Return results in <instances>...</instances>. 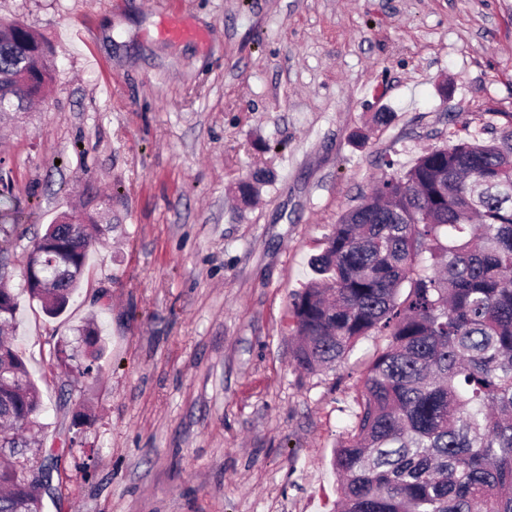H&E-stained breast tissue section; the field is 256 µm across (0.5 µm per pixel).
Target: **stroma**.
<instances>
[{"instance_id": "35a3bbf8", "label": "stroma", "mask_w": 512, "mask_h": 512, "mask_svg": "<svg viewBox=\"0 0 512 512\" xmlns=\"http://www.w3.org/2000/svg\"><path fill=\"white\" fill-rule=\"evenodd\" d=\"M0 20L56 50L43 97L0 114V272L43 404L25 451L43 512H333V450L387 339L299 369L291 299L380 180L506 123L512 0H0ZM63 212L98 241L52 318L22 269Z\"/></svg>"}]
</instances>
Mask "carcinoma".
Returning <instances> with one entry per match:
<instances>
[{
    "label": "carcinoma",
    "mask_w": 512,
    "mask_h": 512,
    "mask_svg": "<svg viewBox=\"0 0 512 512\" xmlns=\"http://www.w3.org/2000/svg\"><path fill=\"white\" fill-rule=\"evenodd\" d=\"M54 50L19 22L0 26V112H24L53 79ZM30 238L43 264L29 293L62 313L80 286L94 224L63 214ZM291 302L296 365L332 367L363 336L389 337L332 466L336 512H512V124L488 141L455 135L384 178L344 214ZM0 328L17 302L0 282ZM38 388L0 338V450L28 447ZM0 465V512H41Z\"/></svg>",
    "instance_id": "obj_1"
}]
</instances>
